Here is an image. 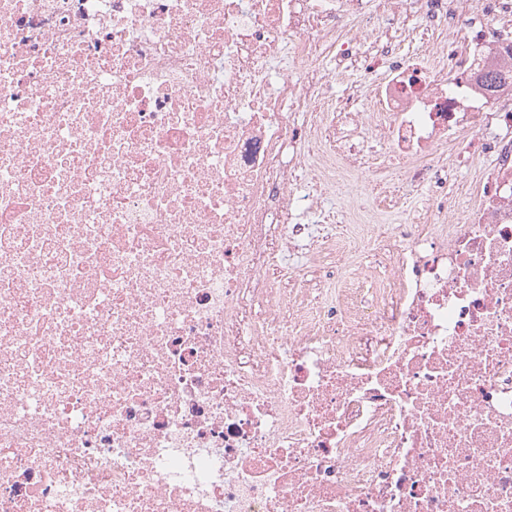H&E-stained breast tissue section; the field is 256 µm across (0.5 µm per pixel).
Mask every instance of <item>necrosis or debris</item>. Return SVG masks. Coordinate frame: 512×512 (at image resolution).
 Masks as SVG:
<instances>
[{"label": "necrosis or debris", "mask_w": 512, "mask_h": 512, "mask_svg": "<svg viewBox=\"0 0 512 512\" xmlns=\"http://www.w3.org/2000/svg\"><path fill=\"white\" fill-rule=\"evenodd\" d=\"M0 512H512V0H0ZM449 169L448 196L456 199V202L459 204V213L462 214V211L473 202V199H470L469 196L460 195L461 188L475 180L479 167L468 163L458 164L456 162V166L450 165Z\"/></svg>", "instance_id": "obj_1"}]
</instances>
